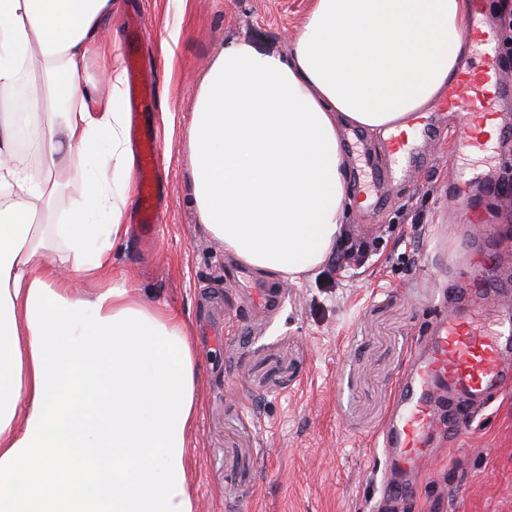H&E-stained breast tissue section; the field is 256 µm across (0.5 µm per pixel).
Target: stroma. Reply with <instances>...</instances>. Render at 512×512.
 Listing matches in <instances>:
<instances>
[{
	"label": "stroma",
	"mask_w": 512,
	"mask_h": 512,
	"mask_svg": "<svg viewBox=\"0 0 512 512\" xmlns=\"http://www.w3.org/2000/svg\"><path fill=\"white\" fill-rule=\"evenodd\" d=\"M497 19L498 116L512 128V0H482ZM310 0H116L118 66L135 57L154 81L141 123L162 143L154 239L130 206L116 269L142 301L193 324L203 365L188 448L197 512H372L385 467L375 442L398 383L437 316L454 303L465 262L448 210L444 144L431 167L386 203L353 204L345 227L367 237L368 260L291 282L249 270L251 286L286 290L272 308L235 283L241 265L198 224L183 136L207 64L226 39L283 52ZM176 32L171 53L161 39ZM475 214L512 237V199L472 187ZM416 494L401 512H512V387L461 435L439 429Z\"/></svg>",
	"instance_id": "stroma-1"
}]
</instances>
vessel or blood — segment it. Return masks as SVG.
<instances>
[{
  "label": "vessel or blood",
  "mask_w": 512,
  "mask_h": 512,
  "mask_svg": "<svg viewBox=\"0 0 512 512\" xmlns=\"http://www.w3.org/2000/svg\"><path fill=\"white\" fill-rule=\"evenodd\" d=\"M497 22L483 9H476L468 30L480 61L479 67L462 72L459 81L450 85L441 101L443 108L457 113L459 123L448 129L457 157L497 151L499 144L512 140V133L502 132L498 140L482 136L481 123L493 116L495 102L489 86L498 79ZM411 136L390 138L386 157L372 167L370 178L375 184H393L394 167L405 162L407 168L420 166L419 143L428 139L430 130L425 120L413 119ZM138 146L139 201L145 231L156 229L155 199L160 145L157 139L132 129ZM489 234L484 226L467 225L459 238L463 252H483ZM485 292L477 288L474 274L456 280L458 304L441 316L422 353L412 362L398 385L392 418L379 437L383 448L395 449L398 461L417 468L425 461L424 450L437 427L436 403L442 396L457 401L448 412V432L462 433L471 423L469 408L485 405L492 392L512 380V306H503L492 323L478 321L474 312L482 304Z\"/></svg>",
  "instance_id": "obj_1"
}]
</instances>
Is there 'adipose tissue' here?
<instances>
[{"label": "adipose tissue", "mask_w": 512, "mask_h": 512, "mask_svg": "<svg viewBox=\"0 0 512 512\" xmlns=\"http://www.w3.org/2000/svg\"><path fill=\"white\" fill-rule=\"evenodd\" d=\"M112 3L0 0V512H197L193 328L110 276L134 186L122 73L104 96L79 75ZM470 8L312 0L286 52L227 39L185 135L212 240L273 278L325 264L352 204L343 131L397 133L425 110L468 53ZM71 166L83 194L60 212Z\"/></svg>", "instance_id": "adipose-tissue-1"}]
</instances>
